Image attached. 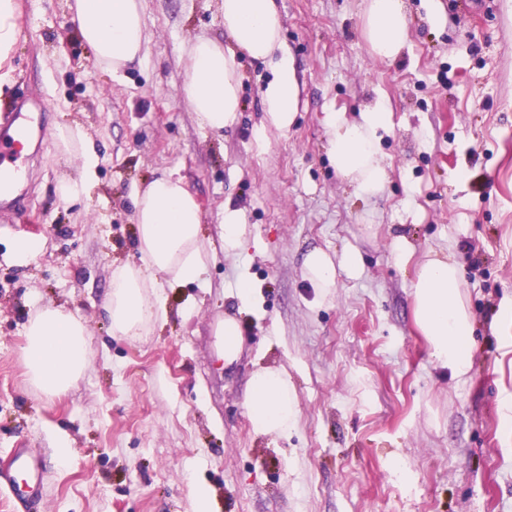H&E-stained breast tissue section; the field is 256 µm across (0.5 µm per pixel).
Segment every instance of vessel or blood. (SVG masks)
<instances>
[{"label":"vessel or blood","instance_id":"b4317fda","mask_svg":"<svg viewBox=\"0 0 512 512\" xmlns=\"http://www.w3.org/2000/svg\"><path fill=\"white\" fill-rule=\"evenodd\" d=\"M35 106L29 100H15L8 111L0 113V207L15 203L13 193L22 176V164L30 141ZM17 478L10 485L15 497H37L42 486V467L38 458L18 451L13 459Z\"/></svg>","mask_w":512,"mask_h":512}]
</instances>
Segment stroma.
<instances>
[{
  "label": "stroma",
  "instance_id": "1",
  "mask_svg": "<svg viewBox=\"0 0 512 512\" xmlns=\"http://www.w3.org/2000/svg\"><path fill=\"white\" fill-rule=\"evenodd\" d=\"M21 38L0 98L44 101L47 129L25 161V195L0 213V470L22 448L43 466L42 498L0 512H512V0H404L409 37L373 58L364 0H279L295 59L292 126L266 125L270 70L242 58L241 110L213 134L182 97L187 48L226 39L222 0H142L140 65H95L68 0H18ZM392 114L380 140L388 178L359 195L328 155V113L375 103ZM82 130L97 155L82 203L58 181L77 158L56 127ZM266 148L257 151L256 138ZM181 178L202 213L206 287L172 283L166 317L135 340L103 310L114 266L139 264L131 191ZM244 209L261 250L221 248L225 202ZM39 240L15 264L14 239ZM354 255L331 293L314 288L307 253ZM450 250L475 324L470 377L435 366L412 318L414 271ZM257 285L239 308L240 274ZM61 306L89 330L88 365L66 393L28 382L24 325ZM243 331L225 366L212 334L225 314ZM287 371L293 426L258 436L247 382Z\"/></svg>",
  "mask_w": 512,
  "mask_h": 512
}]
</instances>
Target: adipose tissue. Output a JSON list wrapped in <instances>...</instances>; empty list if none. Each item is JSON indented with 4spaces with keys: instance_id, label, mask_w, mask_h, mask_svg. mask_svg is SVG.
Listing matches in <instances>:
<instances>
[{
    "instance_id": "1",
    "label": "adipose tissue",
    "mask_w": 512,
    "mask_h": 512,
    "mask_svg": "<svg viewBox=\"0 0 512 512\" xmlns=\"http://www.w3.org/2000/svg\"><path fill=\"white\" fill-rule=\"evenodd\" d=\"M222 42L198 38L187 52L183 96L203 130L223 133L240 109L239 58L265 65L272 79L264 92L267 122L288 128L297 112L298 86L294 62L281 37L282 17L276 0H223ZM72 18L94 52L96 65L119 75L143 57L145 46L141 0H74ZM364 31L375 58L391 61L408 40L404 0H367ZM391 124L386 106L347 117L329 113L327 134L338 176L360 195L375 196L384 188L386 168L380 155V133ZM58 143L77 154L80 174L61 180L56 191L68 203L81 201L94 173L97 156L81 131L58 128ZM134 221L142 267L120 265L112 271L105 311L112 333L133 338L165 314L166 283L201 281L209 253L199 242L200 206L181 179L164 174L133 194ZM460 269L447 251L429 253L415 269L414 323L437 367L466 380L472 365L473 321L463 300ZM88 327L77 314L47 306L25 326L24 358L29 383L42 394L65 393L87 366ZM252 429L258 434L287 432L296 413V393L279 369H259L247 387Z\"/></svg>"
}]
</instances>
